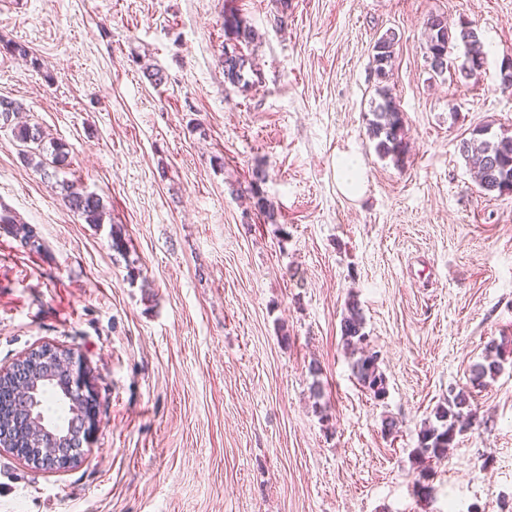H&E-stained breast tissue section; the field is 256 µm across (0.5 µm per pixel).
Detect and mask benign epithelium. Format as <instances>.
I'll return each instance as SVG.
<instances>
[{"label": "benign epithelium", "instance_id": "7a95c632", "mask_svg": "<svg viewBox=\"0 0 512 512\" xmlns=\"http://www.w3.org/2000/svg\"><path fill=\"white\" fill-rule=\"evenodd\" d=\"M45 362L50 363L55 374L67 380L65 389L68 390V398L73 400L78 409V418L64 431L66 438L60 447L43 448L35 457L26 455L21 448L10 447L12 422L3 420L0 422V452H7L39 471H54L62 470L79 461V456L72 453L71 446L86 442L94 430L97 421V395L90 381L75 374L73 357L68 352L45 345L31 350L12 367L0 372L6 376V383L17 403V409L28 411L29 397L33 392V372L37 365Z\"/></svg>", "mask_w": 512, "mask_h": 512}]
</instances>
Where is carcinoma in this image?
<instances>
[{"label":"carcinoma","mask_w":512,"mask_h":512,"mask_svg":"<svg viewBox=\"0 0 512 512\" xmlns=\"http://www.w3.org/2000/svg\"><path fill=\"white\" fill-rule=\"evenodd\" d=\"M427 40L425 51L431 60V68L443 74L447 68L439 63L448 57V48L461 45L475 61L486 62V53L478 32L468 23H460L456 28L448 26L447 20L440 14L430 16L426 21ZM224 51L221 55L224 63V77L230 84L248 86L256 70L244 54L243 46L253 42L255 31L236 15L224 17ZM396 35L385 33L378 37L373 45V76L379 101L371 110L372 118L367 121V133L376 141L377 151L390 156L396 163L404 161L407 155L405 142L404 112L399 100L388 85L389 75L395 62ZM461 152L469 166L479 175L478 186L482 193L498 195L512 194V134L506 130L490 133L487 126L472 130L471 138L461 143ZM263 177L257 175L250 187L254 207L269 220L274 221V209L266 199L260 183ZM61 192L68 206L81 213L88 224L103 223L104 206L101 198L94 193L79 192L69 183H61ZM0 228L10 229L17 235L27 230L23 221L7 205H0ZM342 343L345 352L353 358L352 371L363 388L376 399L387 394V382L379 369L378 352L370 345L369 336L364 331V318L356 298L346 302L345 314L341 321ZM504 352L498 345H492L486 351L484 361L473 366L470 382L473 386L487 385L486 378H495L500 373ZM35 413L45 419L47 427L58 431L65 429L74 419L71 408L52 386L44 387L35 401ZM477 423L476 410L471 402L469 391L461 389L450 391L445 403L436 406L433 417L424 421L418 434L417 447L412 450L415 462L421 465L414 487L420 494L429 490L425 481L429 479L424 461L442 460L448 457L455 447L456 436L473 428ZM16 444L21 448H44L51 443L48 438H38L26 431L24 421H19L16 430Z\"/></svg>","instance_id":"1"}]
</instances>
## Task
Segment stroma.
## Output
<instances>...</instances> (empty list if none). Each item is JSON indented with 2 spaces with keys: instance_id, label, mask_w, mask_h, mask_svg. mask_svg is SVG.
I'll return each mask as SVG.
<instances>
[{
  "instance_id": "stroma-1",
  "label": "stroma",
  "mask_w": 512,
  "mask_h": 512,
  "mask_svg": "<svg viewBox=\"0 0 512 512\" xmlns=\"http://www.w3.org/2000/svg\"><path fill=\"white\" fill-rule=\"evenodd\" d=\"M231 10L257 34L247 89L220 61ZM438 13L479 31V81L459 47L432 72ZM390 31L401 165L366 130ZM510 54L512 0H0V97L44 134L25 144L0 124V203L44 245L0 230V369L51 344L98 395L74 467L0 453V512H512V194L483 195L460 153L475 127L512 132ZM257 171L271 222L248 191ZM63 181L101 198L103 223L69 209ZM351 296L382 400L342 345ZM492 342L507 356L471 387L481 426L421 496L418 432Z\"/></svg>"
}]
</instances>
